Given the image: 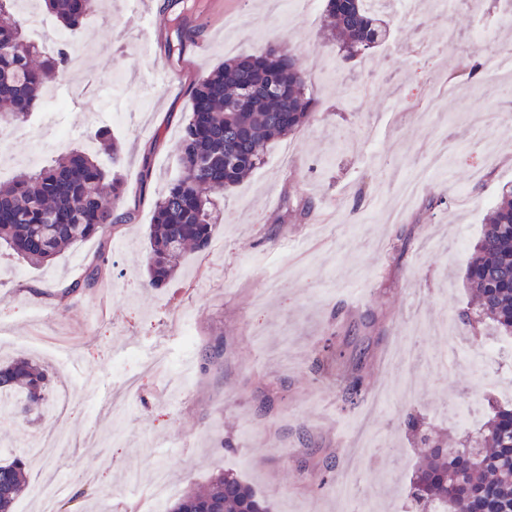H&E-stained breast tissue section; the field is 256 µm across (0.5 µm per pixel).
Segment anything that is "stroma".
Here are the masks:
<instances>
[{
	"label": "stroma",
	"instance_id": "obj_1",
	"mask_svg": "<svg viewBox=\"0 0 512 512\" xmlns=\"http://www.w3.org/2000/svg\"><path fill=\"white\" fill-rule=\"evenodd\" d=\"M414 20L392 16L386 46L344 60L322 18L276 20L264 0H102L74 30L88 53L52 85L65 132L48 160L97 133L127 188L129 223L29 266L0 251V358L28 356L53 378L63 349L73 389L71 447L45 464L68 481L74 512H154L152 474L165 465L173 496L231 471L273 512H354L338 482L357 478L369 512H406L419 445L404 421L462 434L439 404L494 397L488 378L512 362L472 369L465 355L487 328L459 314L470 293L471 247L502 189L512 188V120L477 143L486 112L512 113V20L495 0H457L452 13L422 0ZM194 33L168 57L176 17ZM295 52L315 101L313 119L273 142L263 163L225 190L206 252L187 253L167 285L146 284L153 205L180 174L189 88L242 53ZM481 63L467 77L461 62ZM455 146L447 172L430 169L437 137ZM292 147L290 166L278 164ZM313 199L306 218L286 200ZM98 285L61 298L98 254ZM363 375L344 409L340 391ZM38 412L0 410V450L49 433ZM336 479L321 484L325 455Z\"/></svg>",
	"mask_w": 512,
	"mask_h": 512
}]
</instances>
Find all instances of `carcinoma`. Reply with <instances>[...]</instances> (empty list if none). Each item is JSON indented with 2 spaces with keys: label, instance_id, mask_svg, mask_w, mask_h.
Listing matches in <instances>:
<instances>
[{
  "label": "carcinoma",
  "instance_id": "cac0c4a2",
  "mask_svg": "<svg viewBox=\"0 0 512 512\" xmlns=\"http://www.w3.org/2000/svg\"><path fill=\"white\" fill-rule=\"evenodd\" d=\"M381 0H325L329 41L353 59L378 47L390 33V14L373 5ZM98 0H44L47 11L67 29L77 27ZM15 0H0V30L9 44L0 49V128L18 126L41 103L46 79L69 67L60 48L40 64L31 57L37 46L14 17ZM249 106H233L240 93ZM191 115L181 130L180 178L160 195L147 235L148 285L160 288L175 277L186 250H208L217 221L216 202L262 162L267 142L289 135L313 117L314 101L306 75L290 53L266 52L234 57L190 87ZM125 186L107 178L90 151L73 150L47 165L21 170L0 183V246L31 266L53 261L66 248L131 219L122 208ZM100 265L60 297L94 287ZM467 279L478 302L477 322L497 336L512 337V191L502 194L473 252ZM47 372L27 358L0 366V406L27 409L45 400ZM366 384L355 376L344 402L352 407ZM488 420L448 448L423 436L421 460L408 496L417 512H512V403L493 402ZM16 451L0 459V512H15L30 476ZM167 512H270L268 500L231 472L189 487Z\"/></svg>",
  "mask_w": 512,
  "mask_h": 512
}]
</instances>
